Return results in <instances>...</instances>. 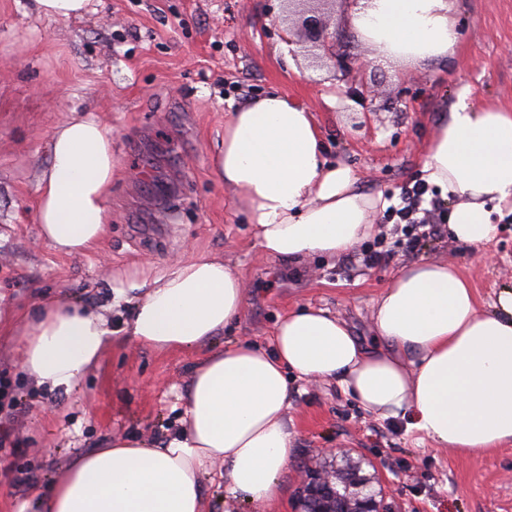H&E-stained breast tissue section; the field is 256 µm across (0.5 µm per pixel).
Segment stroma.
I'll return each mask as SVG.
<instances>
[{
	"label": "stroma",
	"instance_id": "1",
	"mask_svg": "<svg viewBox=\"0 0 512 512\" xmlns=\"http://www.w3.org/2000/svg\"><path fill=\"white\" fill-rule=\"evenodd\" d=\"M281 15V0H91L84 17L50 20L33 0H0V512H20L74 456L115 436L162 439L184 416L195 351L107 350L70 394L36 389L21 368L16 349L29 316L62 297L109 308L115 270L224 257L249 290L242 316L215 342L266 350L278 322L307 306L339 316L374 346L372 308L408 262L455 264L483 306L512 288L511 214L489 243L454 242L443 228L451 203L432 186L436 229L414 246L382 211L379 235L345 256L289 262L261 252L211 162L231 105L276 91L314 112L330 164L350 167L363 191L398 199L421 182L427 144L460 92L512 109V0H448L459 42L443 59L386 66L354 38L351 53L367 62L374 89L365 109L344 97L335 69L290 51ZM76 112L111 130L115 167L107 234L95 250L67 257L40 238L35 206L52 133ZM379 240L389 256L365 261ZM291 389L292 448L272 512H298L304 472L339 449L383 471L398 512H512L511 444L457 456L403 418L366 412L337 381L295 380ZM203 496L207 512H256L230 492L220 463Z\"/></svg>",
	"mask_w": 512,
	"mask_h": 512
}]
</instances>
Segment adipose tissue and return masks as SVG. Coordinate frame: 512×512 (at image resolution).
I'll list each match as a JSON object with an SVG mask.
<instances>
[{"label":"adipose tissue","mask_w":512,"mask_h":512,"mask_svg":"<svg viewBox=\"0 0 512 512\" xmlns=\"http://www.w3.org/2000/svg\"><path fill=\"white\" fill-rule=\"evenodd\" d=\"M353 23L379 56L418 61L458 44L446 0H369ZM36 204L41 237L59 254L93 250L109 225L112 135L93 114L59 124ZM244 207L267 256L299 262L351 251L386 209L362 192L345 165L322 157L314 115L271 94L238 104L212 158ZM423 178L452 202L448 233L489 241L492 217L512 213V112L472 107L459 95L442 115ZM246 285L220 257H198L164 272L141 268L112 277L115 306L104 315L58 299L26 325L21 367L37 387L71 392L110 344L133 341L189 350L239 318ZM380 338L367 348L348 323L321 309L289 312L272 350L239 342L213 348L195 368L180 429L164 440L112 439L73 458L34 512H206L202 477L224 465V479L265 512L281 496L292 432L290 377L335 379L366 411L401 414L408 428L460 456L512 444V289L480 307L469 281L442 260L403 265L375 302Z\"/></svg>","instance_id":"adipose-tissue-1"}]
</instances>
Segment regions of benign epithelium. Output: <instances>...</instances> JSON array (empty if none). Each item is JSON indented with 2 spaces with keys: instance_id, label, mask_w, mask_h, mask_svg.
Masks as SVG:
<instances>
[{
  "instance_id": "obj_1",
  "label": "benign epithelium",
  "mask_w": 512,
  "mask_h": 512,
  "mask_svg": "<svg viewBox=\"0 0 512 512\" xmlns=\"http://www.w3.org/2000/svg\"><path fill=\"white\" fill-rule=\"evenodd\" d=\"M338 1L351 6L359 3V0H282L286 19H298L296 26L285 30L287 41L309 53L314 64L333 60L341 73L340 80L348 85V97L365 107L371 89L367 82L358 79L360 67L350 57L346 27L329 29L310 7L312 3L328 6ZM385 498L386 480L376 471L365 472L346 453L308 472L298 491L301 512H390Z\"/></svg>"
}]
</instances>
